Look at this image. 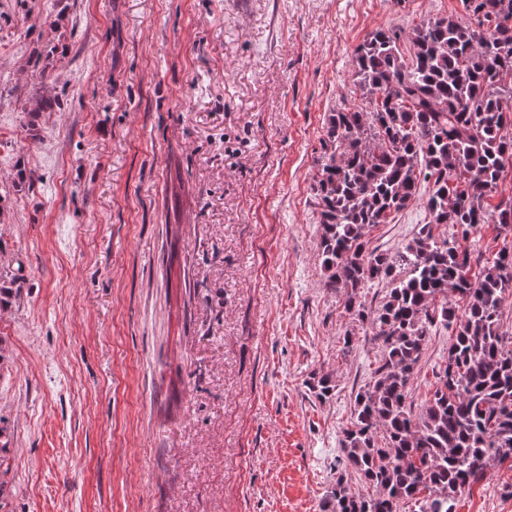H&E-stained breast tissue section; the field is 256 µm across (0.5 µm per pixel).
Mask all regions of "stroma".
I'll return each instance as SVG.
<instances>
[{"instance_id":"stroma-1","label":"stroma","mask_w":512,"mask_h":512,"mask_svg":"<svg viewBox=\"0 0 512 512\" xmlns=\"http://www.w3.org/2000/svg\"><path fill=\"white\" fill-rule=\"evenodd\" d=\"M462 11L0 0V512H320L381 361L319 258L325 118L371 31ZM428 221L413 202L370 244ZM511 486L493 465L458 512H512Z\"/></svg>"}]
</instances>
